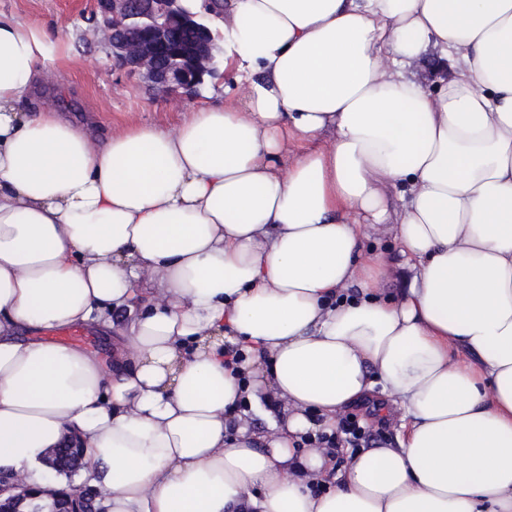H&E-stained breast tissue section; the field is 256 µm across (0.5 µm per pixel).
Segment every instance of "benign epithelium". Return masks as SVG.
<instances>
[{
    "instance_id": "obj_1",
    "label": "benign epithelium",
    "mask_w": 512,
    "mask_h": 512,
    "mask_svg": "<svg viewBox=\"0 0 512 512\" xmlns=\"http://www.w3.org/2000/svg\"><path fill=\"white\" fill-rule=\"evenodd\" d=\"M95 31L112 62L139 73L155 89L197 96L205 78L219 76L220 46L210 26L195 21L182 0H96ZM194 27L198 34L189 66L171 63L172 27ZM96 496L82 490L68 492L20 488L11 475L0 472V512H103L90 508Z\"/></svg>"
}]
</instances>
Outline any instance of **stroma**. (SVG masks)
Returning <instances> with one entry per match:
<instances>
[{"label": "stroma", "instance_id": "obj_1", "mask_svg": "<svg viewBox=\"0 0 512 512\" xmlns=\"http://www.w3.org/2000/svg\"><path fill=\"white\" fill-rule=\"evenodd\" d=\"M91 0H0V14L38 23L48 35L65 32L68 49L40 91L43 104L57 107L71 122L93 121L98 129L123 132L136 124L171 128L190 118L196 99H180L152 89L137 72L113 65L91 19ZM134 314L113 311L112 326L52 333V340L101 351L126 336Z\"/></svg>", "mask_w": 512, "mask_h": 512}]
</instances>
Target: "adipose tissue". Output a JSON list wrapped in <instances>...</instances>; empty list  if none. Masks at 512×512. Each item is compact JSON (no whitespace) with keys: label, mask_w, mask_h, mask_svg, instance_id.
I'll return each mask as SVG.
<instances>
[{"label":"adipose tissue","mask_w":512,"mask_h":512,"mask_svg":"<svg viewBox=\"0 0 512 512\" xmlns=\"http://www.w3.org/2000/svg\"><path fill=\"white\" fill-rule=\"evenodd\" d=\"M213 27L223 104L99 136L36 101L66 34L0 15V469L46 485L75 439L108 512H512V0H225ZM145 281L109 358L51 339ZM378 388L397 447H301ZM361 251L362 259H367L375 254H382L396 263L401 261L398 243L393 234H371L363 237Z\"/></svg>","instance_id":"adipose-tissue-1"}]
</instances>
